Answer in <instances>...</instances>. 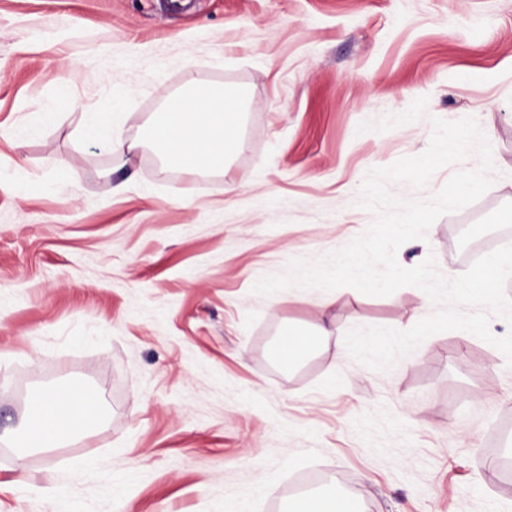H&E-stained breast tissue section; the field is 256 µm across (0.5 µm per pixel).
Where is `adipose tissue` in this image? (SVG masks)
<instances>
[{
	"instance_id": "obj_1",
	"label": "adipose tissue",
	"mask_w": 512,
	"mask_h": 512,
	"mask_svg": "<svg viewBox=\"0 0 512 512\" xmlns=\"http://www.w3.org/2000/svg\"><path fill=\"white\" fill-rule=\"evenodd\" d=\"M339 295L329 293L316 301L313 321L287 326L272 351L275 361L294 368L320 352L336 330L330 309L338 305ZM103 423L101 401L94 390L79 386L51 389L39 393L30 412L14 436L16 447L46 452L79 433ZM289 512H358L353 501L335 484L327 483L312 494H300L289 505Z\"/></svg>"
}]
</instances>
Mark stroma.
<instances>
[{"instance_id": "1", "label": "stroma", "mask_w": 512, "mask_h": 512, "mask_svg": "<svg viewBox=\"0 0 512 512\" xmlns=\"http://www.w3.org/2000/svg\"><path fill=\"white\" fill-rule=\"evenodd\" d=\"M191 80L250 90L223 172L148 148L114 172L78 143L112 89L137 140ZM435 117L493 150L490 189L426 234L451 278L512 242V0H0V512H285L330 481L361 512H512L498 349L452 330L371 370L337 355L350 328L437 306L347 287L334 343L286 371L271 347L320 292L252 291L360 235L365 176L423 153ZM65 382L101 392L103 425L23 454L31 395Z\"/></svg>"}]
</instances>
